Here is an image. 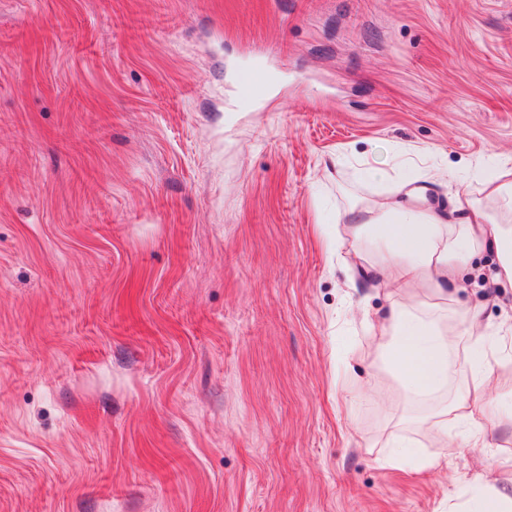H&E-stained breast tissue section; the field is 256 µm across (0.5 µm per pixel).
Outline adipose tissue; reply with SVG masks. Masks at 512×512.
Listing matches in <instances>:
<instances>
[{
	"label": "adipose tissue",
	"instance_id": "ef3b65f1",
	"mask_svg": "<svg viewBox=\"0 0 512 512\" xmlns=\"http://www.w3.org/2000/svg\"><path fill=\"white\" fill-rule=\"evenodd\" d=\"M366 176L388 184L389 192L341 214L344 233L331 240V251L353 276L388 288L393 302L380 323L377 349L407 398L425 400L447 390L450 376L464 379L446 407L422 419L427 436L447 447L453 420L479 447L494 408L490 386L512 393V318L488 330L456 304L448 286L461 284L473 258L489 253L495 257L491 281L512 288V180L496 172L482 177L496 204L490 212L459 188L449 190L447 207L436 206L429 178L396 179L379 168ZM461 344L465 355L450 360Z\"/></svg>",
	"mask_w": 512,
	"mask_h": 512
}]
</instances>
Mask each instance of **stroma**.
<instances>
[{
  "label": "stroma",
  "mask_w": 512,
  "mask_h": 512,
  "mask_svg": "<svg viewBox=\"0 0 512 512\" xmlns=\"http://www.w3.org/2000/svg\"><path fill=\"white\" fill-rule=\"evenodd\" d=\"M266 61L249 106L238 86ZM512 168V0H0V512H454L512 491L420 425L385 289L332 257L386 184ZM478 257L461 300L512 314ZM432 459H387L388 441Z\"/></svg>",
  "instance_id": "1"
}]
</instances>
